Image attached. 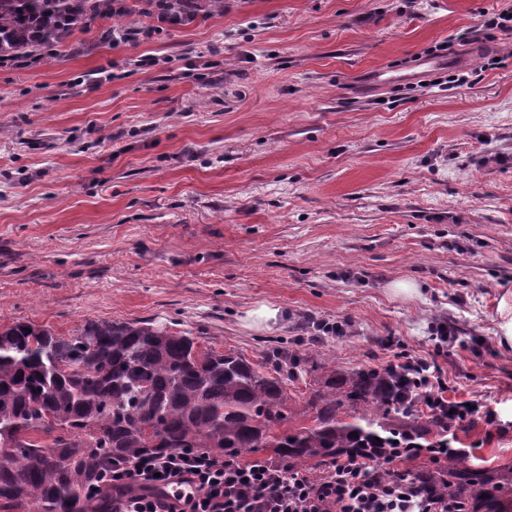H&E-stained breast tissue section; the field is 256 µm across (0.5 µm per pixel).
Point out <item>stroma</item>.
Masks as SVG:
<instances>
[{
	"mask_svg": "<svg viewBox=\"0 0 512 512\" xmlns=\"http://www.w3.org/2000/svg\"><path fill=\"white\" fill-rule=\"evenodd\" d=\"M511 9L224 0L0 69V325L138 320L266 366L281 348L343 371L433 358L476 407L463 442L512 464V31L483 25ZM445 41L469 83L422 86L415 60ZM386 69L401 82L375 85ZM263 304L281 319L248 327ZM321 320L345 335L314 337ZM497 316L501 344L512 347V299L508 296L501 298L497 307Z\"/></svg>",
	"mask_w": 512,
	"mask_h": 512,
	"instance_id": "stroma-1",
	"label": "stroma"
}]
</instances>
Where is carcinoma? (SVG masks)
<instances>
[{"label":"carcinoma","mask_w":512,"mask_h":512,"mask_svg":"<svg viewBox=\"0 0 512 512\" xmlns=\"http://www.w3.org/2000/svg\"><path fill=\"white\" fill-rule=\"evenodd\" d=\"M171 7L194 19L224 2ZM128 13L113 12L112 0H0V52L35 54L40 43L28 30L39 17L51 19L45 38L61 44L94 20ZM311 371L321 387L306 425L294 421L288 393L306 371L287 351L260 371L240 354L201 351L191 334L145 322L87 320L68 337L23 321L0 326V512H110L112 461L147 451L268 450L299 468L395 443L459 442L455 425L417 414L387 367L346 372L314 362ZM406 474L465 512H512V465L478 469L459 453Z\"/></svg>","instance_id":"obj_1"}]
</instances>
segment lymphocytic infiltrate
Returning a JSON list of instances; mask_svg holds the SVG:
<instances>
[{
  "label": "lymphocytic infiltrate",
  "mask_w": 512,
  "mask_h": 512,
  "mask_svg": "<svg viewBox=\"0 0 512 512\" xmlns=\"http://www.w3.org/2000/svg\"><path fill=\"white\" fill-rule=\"evenodd\" d=\"M395 368L413 380L429 408L454 407L458 424L471 416L472 407L449 404L435 361L410 356ZM445 456L439 448H383L378 466L360 455H343L314 476L279 464L224 459L199 448L147 454L113 464L112 512H463L446 496L391 471L392 464L408 459L436 463Z\"/></svg>",
  "instance_id": "f902f5d3"
}]
</instances>
